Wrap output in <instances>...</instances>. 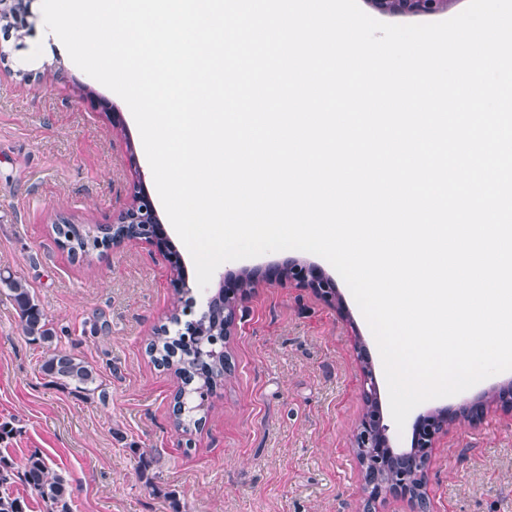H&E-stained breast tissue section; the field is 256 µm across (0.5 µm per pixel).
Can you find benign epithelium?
<instances>
[{"mask_svg":"<svg viewBox=\"0 0 512 512\" xmlns=\"http://www.w3.org/2000/svg\"><path fill=\"white\" fill-rule=\"evenodd\" d=\"M449 0H371V5L382 13L401 15H434L448 8ZM116 224H155L156 235L146 236L138 233L130 238L114 239L112 246L117 247L129 242L144 241L160 253L165 260H171L166 253L165 240L167 233L156 211L139 210L130 204L123 209L114 220ZM298 274L292 277L296 285L307 288L324 301L331 303L337 298V291L331 280L319 269L306 266L294 267ZM225 295L235 298L232 308H224V335L232 334L237 318L239 305L246 294L237 292L234 282H225ZM364 383V410L359 419L358 440L354 441V451L360 468L361 491L364 496L365 512H377V505L389 498L405 499L411 504V512H433L431 500L425 491L423 474L429 462V456L416 453L423 448L431 452L440 434L445 432L448 424L465 419L477 421L483 418L486 404L482 401L462 405L456 412H444L440 415L431 414L420 417L413 425L415 437L413 449L400 455L390 448L388 425L377 399L376 382L369 362L362 366ZM400 469L401 480L384 486L379 483V471Z\"/></svg>","mask_w":512,"mask_h":512,"instance_id":"obj_1","label":"benign epithelium"}]
</instances>
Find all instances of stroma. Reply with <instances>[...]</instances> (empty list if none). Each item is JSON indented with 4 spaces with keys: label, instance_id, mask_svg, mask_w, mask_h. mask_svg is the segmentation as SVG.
<instances>
[{
    "label": "stroma",
    "instance_id": "obj_1",
    "mask_svg": "<svg viewBox=\"0 0 512 512\" xmlns=\"http://www.w3.org/2000/svg\"><path fill=\"white\" fill-rule=\"evenodd\" d=\"M40 3L22 19L23 42L0 32V273L27 281L101 387L86 394L41 373L43 347L0 294V457L19 472L41 455L66 478L71 512H359L361 350L381 404L389 396L369 325L327 260L284 250L227 261L194 289L202 308L222 276L292 260L320 266L342 304L288 282L252 289L224 343L231 377L209 397L203 429L185 435L173 425L176 380L146 352L170 309L164 258L141 241L80 263L58 247L57 218L111 223L137 174L152 171L124 100L45 47ZM39 46L44 58L31 60ZM424 482L435 512H512V412L492 406L451 425Z\"/></svg>",
    "mask_w": 512,
    "mask_h": 512
}]
</instances>
